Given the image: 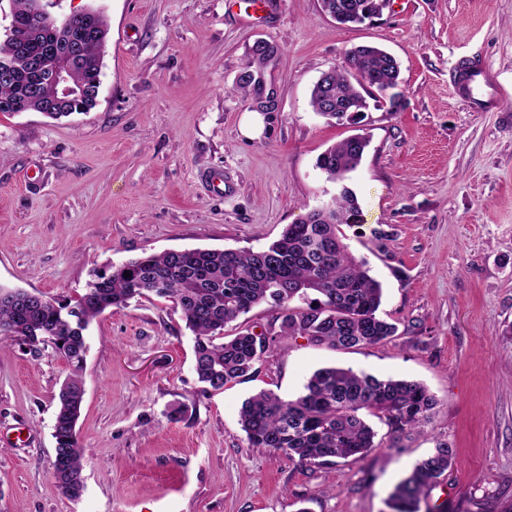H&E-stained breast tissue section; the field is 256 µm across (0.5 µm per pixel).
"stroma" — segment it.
Wrapping results in <instances>:
<instances>
[{
    "instance_id": "1",
    "label": "stroma",
    "mask_w": 512,
    "mask_h": 512,
    "mask_svg": "<svg viewBox=\"0 0 512 512\" xmlns=\"http://www.w3.org/2000/svg\"><path fill=\"white\" fill-rule=\"evenodd\" d=\"M44 5L106 16L102 84L86 114L0 112V285L73 300L92 270L145 253L263 249L332 200L317 158L361 133L346 183L362 221L343 232L398 332L349 350L283 337L254 377L214 390L171 302L106 310L86 332L76 499L51 487L68 363L48 345L0 347V512H386L441 443L454 466L420 512H512V0H387L357 28L319 0ZM367 43L400 65L398 107L371 96L343 124L314 112L318 76ZM461 57L484 62L497 108L458 90ZM248 112L265 117L252 140ZM327 366L422 382L438 404L401 433L369 417L378 446L360 460L308 466L249 447L243 402L296 398Z\"/></svg>"
}]
</instances>
